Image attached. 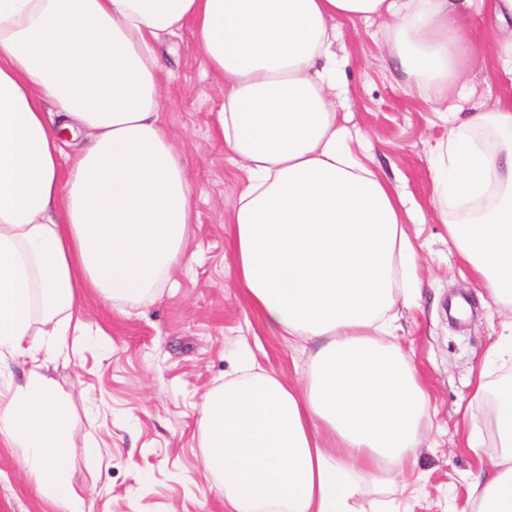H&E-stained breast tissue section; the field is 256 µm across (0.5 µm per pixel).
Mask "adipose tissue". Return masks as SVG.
Segmentation results:
<instances>
[{
  "mask_svg": "<svg viewBox=\"0 0 512 512\" xmlns=\"http://www.w3.org/2000/svg\"><path fill=\"white\" fill-rule=\"evenodd\" d=\"M470 2L0 0V365L32 362L0 407V436L57 512L84 501L70 407L41 368L84 329L79 291L138 305L184 256L191 192L161 119L153 44L187 26L224 87L214 135L246 165L237 278L271 332L314 348L305 391L243 363L204 397L202 471L228 512H354V471L382 483L414 461L426 396L388 338L397 281L407 300L420 293L415 250L403 196L354 154L336 109L332 23L390 19L408 84L442 97L475 57ZM78 128L88 145L64 155L62 133ZM435 192L464 214L448 235L475 284L512 306V102L449 127ZM497 398L503 453L471 484L475 512H512V385Z\"/></svg>",
  "mask_w": 512,
  "mask_h": 512,
  "instance_id": "adipose-tissue-1",
  "label": "adipose tissue"
}]
</instances>
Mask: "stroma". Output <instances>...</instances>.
Here are the masks:
<instances>
[{
    "mask_svg": "<svg viewBox=\"0 0 512 512\" xmlns=\"http://www.w3.org/2000/svg\"><path fill=\"white\" fill-rule=\"evenodd\" d=\"M386 22L336 21V104L353 133L351 147L406 200L421 297L398 305L393 342L412 360L427 397L416 462L379 485L356 474V512H473L470 483L496 458L488 431L491 393L512 383V360L491 346L512 312L475 288L448 237L434 193L433 158L448 136L446 113L482 112L512 99L492 61L500 36L473 0L465 34L479 52L447 100L412 90L397 69ZM161 116L180 152L194 222L170 283L130 306L83 291V336L43 366L72 410L71 479L85 512H226L224 491L200 468L203 395L236 375L241 352L257 369L303 389L310 357L273 335L236 279L230 210L247 183L241 161L213 136L223 87L211 83L190 32L161 35ZM488 393L474 392L477 377ZM478 425L480 450L462 439ZM101 453L91 457L88 443ZM0 512H56L40 496L20 449L0 439Z\"/></svg>",
    "mask_w": 512,
    "mask_h": 512,
    "instance_id": "stroma-1",
    "label": "stroma"
}]
</instances>
